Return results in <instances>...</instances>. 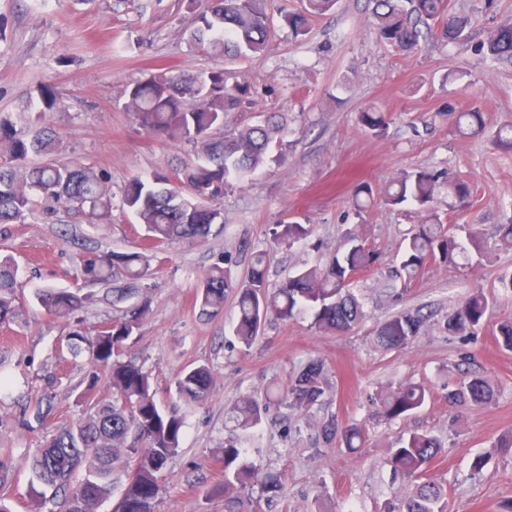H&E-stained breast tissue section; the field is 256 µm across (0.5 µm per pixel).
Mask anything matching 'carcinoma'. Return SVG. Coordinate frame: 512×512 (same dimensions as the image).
Listing matches in <instances>:
<instances>
[{
	"label": "carcinoma",
	"instance_id": "cac0c4a2",
	"mask_svg": "<svg viewBox=\"0 0 512 512\" xmlns=\"http://www.w3.org/2000/svg\"><path fill=\"white\" fill-rule=\"evenodd\" d=\"M339 0H301L294 11L282 15L295 36L308 34L314 18L332 10ZM374 30L379 43L411 52L421 40L437 37L450 44L469 41L470 21L449 9V0H373ZM273 20L268 0H211L210 6L194 17L188 38L209 55L248 59L267 49ZM478 51L493 62L512 61V23L495 26ZM249 86L224 69L197 75L159 73L128 85L125 108L140 130L172 142H184L197 149L194 160L174 175L156 173L149 179L134 177L122 190L123 206L144 226L146 245L140 251H112L81 262L83 282L112 285L115 302L140 294L142 282L151 275L155 251L180 240L208 236L222 214L213 202L224 192L245 182L257 169L282 160L285 114L272 112L261 124L246 127L224 137V113L237 109L249 98ZM55 88L38 89V113L44 116L58 109ZM455 129L462 136L484 135L504 153L512 152V125L490 128L477 107L458 111ZM360 129L374 136L385 134V112L369 108L358 116ZM59 151L51 129L35 125L21 133L13 122L0 115V228L22 224L38 209L40 202L61 204L82 214L91 224L112 223V187L108 179L82 158L66 161L44 158ZM459 202L465 210L471 191L467 182L452 180L427 169L405 171L392 178L374 195L371 187L356 188L352 203L361 214L372 202L392 209L410 206L421 215L403 239L401 270L410 281L428 263L451 265L455 257L480 248L479 236L468 224L447 226L434 203L441 192ZM312 233L308 224H278L272 243L290 246ZM346 249L323 266L302 268L271 289L267 285L264 255L251 264L247 278L233 282L217 262L202 275L196 303L203 315L224 308L227 295L235 299L233 336L251 347L270 317L287 321L306 311L318 330L345 333L365 317L352 279L369 269L375 253L366 248L357 230L347 228ZM19 266L10 254L0 253V324L19 318L23 304L17 286ZM34 298L55 318L81 323L80 313L92 295L82 288L43 287ZM145 297L130 306L124 315L102 322L95 334L85 336L76 329L61 339L55 349L61 362L86 356L87 388L78 393L75 405L84 416L60 427L48 444L30 462L31 478L27 495L32 512H99L112 495L115 460L124 458L126 477L123 492L112 512H155L160 481L178 454L184 434V416L173 405L161 403L158 388L143 367L126 355L127 342L138 334L147 313ZM488 311L483 292L470 293L452 314L447 329L457 333L480 325ZM428 315L420 309L401 310L381 322L374 341L383 349H401L421 333ZM324 362L310 360L288 382L280 401L292 409H307L324 395ZM105 383L112 387L109 403L94 400L92 390ZM215 383V373L207 364L181 371L171 389L177 398L203 404ZM428 396L426 388L409 383L380 398L379 414L386 420L403 418L419 409ZM494 390L483 377L474 375L448 390V402L460 407L484 405L492 401ZM267 407L252 395H242L233 407L239 429L246 435L263 422ZM55 413L51 402L38 401L20 409L18 423L30 430L44 425ZM328 442L338 441L353 452L363 446L366 429L359 424L340 425L335 418L321 425ZM442 451L439 438L412 432L402 439L390 459L394 473L408 482V491L399 507L387 512H448L446 489L423 479L431 461ZM242 449L230 444L215 450L224 465V479L212 487V494L224 497V512H255L252 498L242 495L248 487L266 493L282 489L280 479L262 474L239 462ZM12 453L0 448V512H13L7 485Z\"/></svg>",
	"mask_w": 512,
	"mask_h": 512
}]
</instances>
